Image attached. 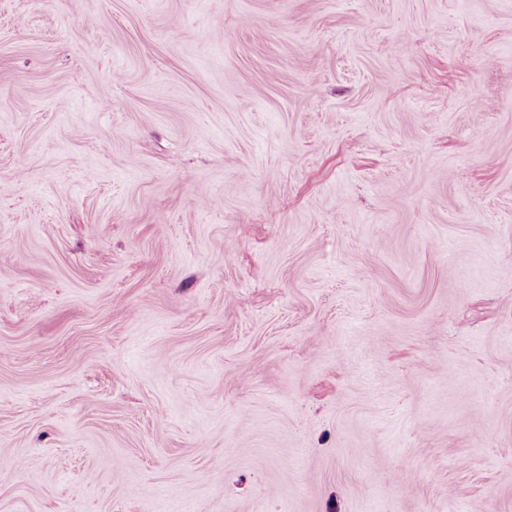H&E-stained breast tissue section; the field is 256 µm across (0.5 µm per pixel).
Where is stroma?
<instances>
[{"mask_svg": "<svg viewBox=\"0 0 512 512\" xmlns=\"http://www.w3.org/2000/svg\"><path fill=\"white\" fill-rule=\"evenodd\" d=\"M0 512H512V0H0Z\"/></svg>", "mask_w": 512, "mask_h": 512, "instance_id": "stroma-1", "label": "stroma"}]
</instances>
